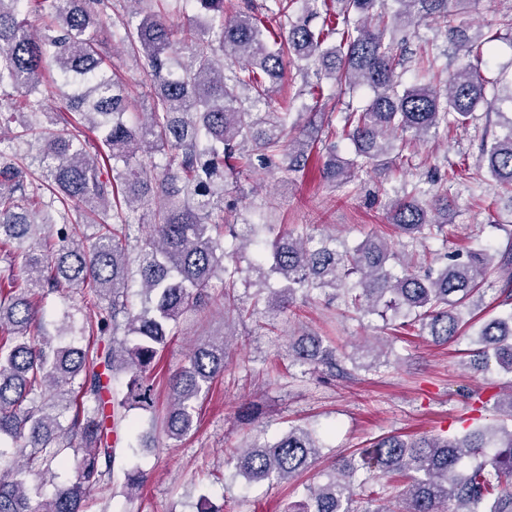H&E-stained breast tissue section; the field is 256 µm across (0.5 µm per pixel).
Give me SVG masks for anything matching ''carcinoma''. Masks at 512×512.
<instances>
[{
  "label": "carcinoma",
  "instance_id": "1",
  "mask_svg": "<svg viewBox=\"0 0 512 512\" xmlns=\"http://www.w3.org/2000/svg\"><path fill=\"white\" fill-rule=\"evenodd\" d=\"M389 1L398 8L389 11ZM131 2L141 5L140 20L124 24L118 41L142 63L145 112L131 111L126 85L97 39L108 24L105 0H0V131L17 113H43L54 99L65 112L45 126H23L17 144L0 147V246L19 270L0 287V456L17 449L13 466L0 467V512H83L91 496L104 510L115 473L129 496L145 482L137 466L115 469L118 451L108 435L142 421L170 440L197 428L199 401L227 364L226 340L189 351L188 364L169 378L170 401L160 416L150 371L180 317L206 306L211 280L224 281V305L243 317L235 304L238 253L255 237L250 224L224 223L228 178L279 156L289 170H303L330 124L323 106L356 89L373 97L344 113L335 135L350 141L353 156L329 145L321 178L330 184L384 164L399 133L426 144L448 125L474 120L481 107L500 116V105L512 103V75L484 74L488 40L457 21L448 0H341L322 13L318 3L327 0H271L266 10L279 19L275 30L251 13L224 18V0H183L193 18L181 49L162 15L164 0ZM299 2L322 16L321 25L295 16ZM32 12L50 19L39 34L28 28ZM427 20L462 56L443 83L435 57L422 52L420 78L407 85L392 34ZM288 59L316 77L307 83V125L290 139L288 113L262 111ZM77 122L98 134L94 150L70 130ZM501 128L482 150L480 167L512 189V117ZM136 206L148 210L149 235L132 258L131 242L143 228L127 214ZM451 206L442 189L428 199L396 200L389 221L407 238L400 253L378 235L342 250L334 236L275 232L265 243L270 257L259 253L247 278L269 290L274 309L319 290L363 315L391 310L410 318L436 343L455 340L490 273H500L502 304H512V226L494 225L505 235L502 247L457 249L444 264L415 270L405 250L442 235ZM228 237L240 245L227 250ZM273 275L280 287L269 289ZM134 279L137 305L129 294ZM84 288L98 300L94 315L77 328L66 311L57 334L48 335L37 301H69ZM88 328L108 342L106 353L69 339ZM469 343L476 371L511 377L508 390L489 401L459 389L470 411L491 410L493 422L454 435L385 436L337 461L325 482L306 486L295 512H373L360 507L357 493L370 478L407 481L398 512H512V310L482 322ZM291 350L301 365L346 373L336 348L318 336L299 338ZM320 448L312 430L291 426L233 457L250 482H289L315 465ZM68 463L75 471L69 485L49 494L30 490L26 473L44 477Z\"/></svg>",
  "mask_w": 512,
  "mask_h": 512
}]
</instances>
